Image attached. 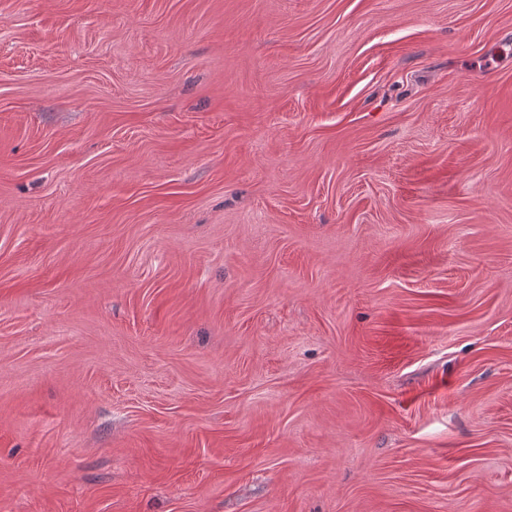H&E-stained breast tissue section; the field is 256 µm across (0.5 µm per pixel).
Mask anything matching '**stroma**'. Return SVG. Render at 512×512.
Segmentation results:
<instances>
[{"mask_svg": "<svg viewBox=\"0 0 512 512\" xmlns=\"http://www.w3.org/2000/svg\"><path fill=\"white\" fill-rule=\"evenodd\" d=\"M0 512H512V0H0Z\"/></svg>", "mask_w": 512, "mask_h": 512, "instance_id": "obj_1", "label": "stroma"}]
</instances>
